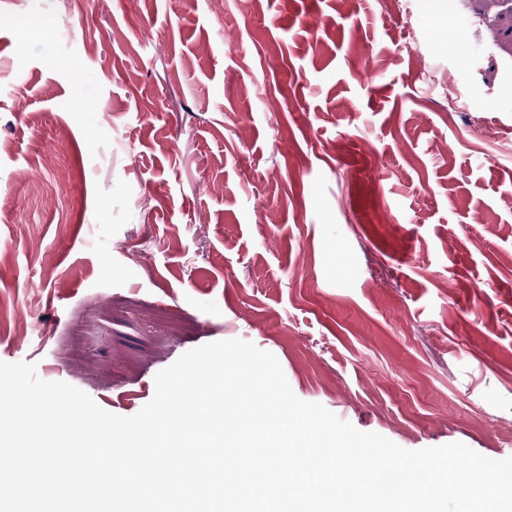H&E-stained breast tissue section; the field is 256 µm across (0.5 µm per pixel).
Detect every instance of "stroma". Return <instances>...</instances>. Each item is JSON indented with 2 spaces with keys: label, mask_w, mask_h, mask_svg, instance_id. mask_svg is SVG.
Returning <instances> with one entry per match:
<instances>
[{
  "label": "stroma",
  "mask_w": 512,
  "mask_h": 512,
  "mask_svg": "<svg viewBox=\"0 0 512 512\" xmlns=\"http://www.w3.org/2000/svg\"><path fill=\"white\" fill-rule=\"evenodd\" d=\"M447 6L0 0V361L131 416L239 338L360 431L512 457V14Z\"/></svg>",
  "instance_id": "obj_1"
}]
</instances>
